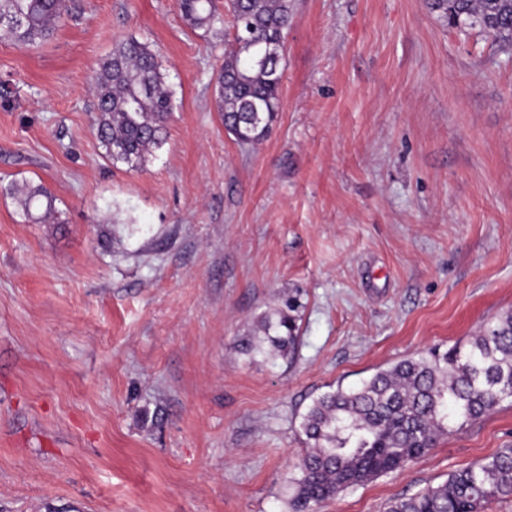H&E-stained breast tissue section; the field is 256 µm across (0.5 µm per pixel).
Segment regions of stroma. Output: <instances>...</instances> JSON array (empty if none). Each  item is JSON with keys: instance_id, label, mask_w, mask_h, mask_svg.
<instances>
[{"instance_id": "obj_1", "label": "stroma", "mask_w": 512, "mask_h": 512, "mask_svg": "<svg viewBox=\"0 0 512 512\" xmlns=\"http://www.w3.org/2000/svg\"><path fill=\"white\" fill-rule=\"evenodd\" d=\"M281 110L241 145L216 107L231 26L176 0H70L0 39V512H291L312 400L512 310V48L426 0H291ZM174 108L136 171L103 156L92 79L121 40ZM40 185L58 222L28 221ZM298 296L293 359L245 350ZM512 447V402L322 512ZM178 5L185 20L194 29L209 32L217 24L224 25V19L217 14L212 0H178ZM18 191L21 193L20 203L26 217L36 220L42 218L33 216L32 209L34 207L44 208V216L54 212V197L43 186L29 187L26 185L23 189H18Z\"/></svg>"}]
</instances>
